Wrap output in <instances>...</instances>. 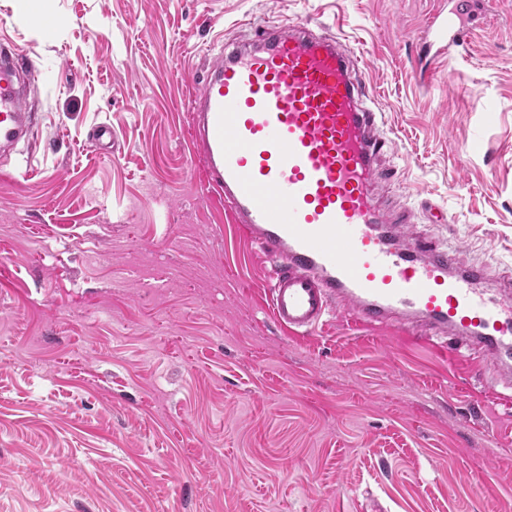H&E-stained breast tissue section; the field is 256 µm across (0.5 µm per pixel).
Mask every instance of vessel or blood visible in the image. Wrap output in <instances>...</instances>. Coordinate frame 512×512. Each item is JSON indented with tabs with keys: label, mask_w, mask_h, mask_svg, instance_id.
Here are the masks:
<instances>
[{
	"label": "vessel or blood",
	"mask_w": 512,
	"mask_h": 512,
	"mask_svg": "<svg viewBox=\"0 0 512 512\" xmlns=\"http://www.w3.org/2000/svg\"><path fill=\"white\" fill-rule=\"evenodd\" d=\"M483 15L479 0H448L424 31L414 69L423 82L436 59L462 46ZM0 45V149L32 133L21 76H34ZM349 44L305 25L260 27L254 40L227 42L210 58L190 97V140L204 163L201 186L271 263L276 324L315 331L337 309L355 322L453 340L512 381V290L488 299L484 267L453 245L408 237L375 189L386 173L379 115ZM109 124L88 137L110 148Z\"/></svg>",
	"instance_id": "b4317fda"
}]
</instances>
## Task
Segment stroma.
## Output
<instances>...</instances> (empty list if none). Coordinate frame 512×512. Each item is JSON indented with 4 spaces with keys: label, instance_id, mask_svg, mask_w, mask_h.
<instances>
[{
    "label": "stroma",
    "instance_id": "obj_1",
    "mask_svg": "<svg viewBox=\"0 0 512 512\" xmlns=\"http://www.w3.org/2000/svg\"><path fill=\"white\" fill-rule=\"evenodd\" d=\"M448 0H0L37 62L0 155V512H505L512 388L440 340L346 314L295 337L269 262L199 188L189 80L217 36L309 25L383 115L407 230L512 280V0L421 83ZM105 122L118 139L91 155ZM442 212L445 223L433 222Z\"/></svg>",
    "mask_w": 512,
    "mask_h": 512
}]
</instances>
